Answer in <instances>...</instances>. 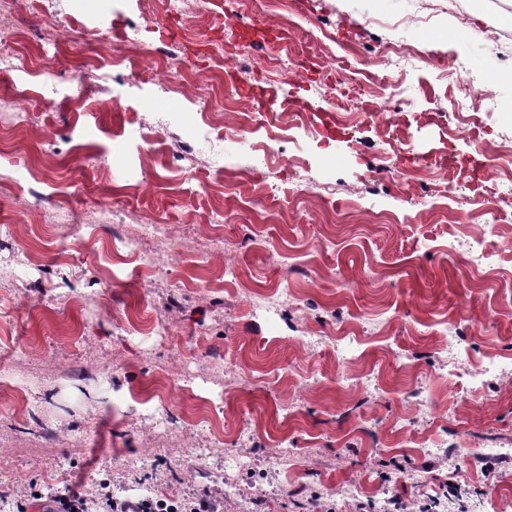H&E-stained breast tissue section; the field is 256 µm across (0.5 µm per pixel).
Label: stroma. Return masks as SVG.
Masks as SVG:
<instances>
[{
	"label": "stroma",
	"instance_id": "35a3bbf8",
	"mask_svg": "<svg viewBox=\"0 0 512 512\" xmlns=\"http://www.w3.org/2000/svg\"><path fill=\"white\" fill-rule=\"evenodd\" d=\"M223 2L184 0L183 15L147 27L163 0H58L57 35L37 0L0 17V30L58 44L0 72V99L27 91L34 115L0 112V249L19 255L0 272V512L103 482L197 497L239 453L253 468L224 512L311 499L316 512H373L384 490L399 512H440L453 490L465 512H512V376L481 373L487 356L512 357V223L481 229L512 177L468 180L471 158L503 166L512 152V69L499 66L512 41L486 42L512 24V0L460 12L448 0H238L239 26ZM132 22L139 42L115 44ZM461 26L472 36L452 37ZM165 43L205 79L162 91L146 51ZM398 46L416 70L391 68ZM259 48L299 55L279 94L307 104L306 125L288 127L277 105L256 114L249 95L225 110ZM342 77L333 134L322 119ZM361 93L392 114L358 112ZM438 109L443 121L425 124ZM389 118L404 153L453 159L450 189L399 163ZM210 139L223 165L185 160ZM256 142L267 165L250 159ZM103 205L127 223L100 222ZM476 238L489 255L478 269L465 250ZM119 239L130 249L113 251ZM259 294L269 311L252 307ZM346 333L350 367L334 352Z\"/></svg>",
	"mask_w": 512,
	"mask_h": 512
}]
</instances>
